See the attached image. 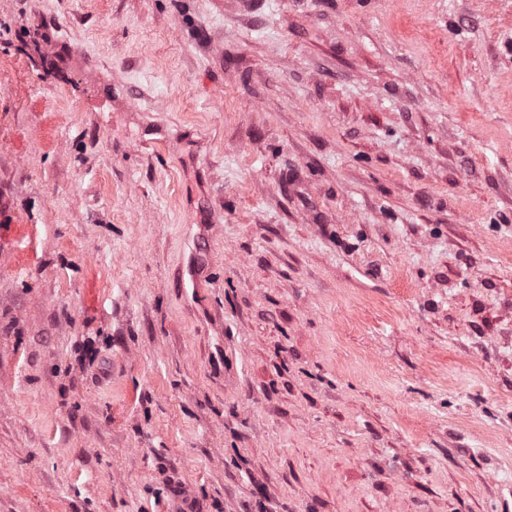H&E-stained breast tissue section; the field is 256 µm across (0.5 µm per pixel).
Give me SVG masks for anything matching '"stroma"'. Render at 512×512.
<instances>
[{
    "label": "stroma",
    "instance_id": "obj_1",
    "mask_svg": "<svg viewBox=\"0 0 512 512\" xmlns=\"http://www.w3.org/2000/svg\"><path fill=\"white\" fill-rule=\"evenodd\" d=\"M191 507L512 512V0H0V512ZM208 266V258L198 251L196 246L190 250L187 259V268L184 282L181 281L180 288H192V294L203 288L202 271Z\"/></svg>",
    "mask_w": 512,
    "mask_h": 512
}]
</instances>
